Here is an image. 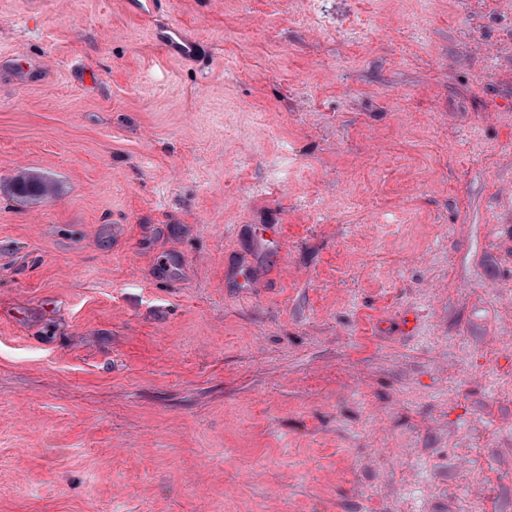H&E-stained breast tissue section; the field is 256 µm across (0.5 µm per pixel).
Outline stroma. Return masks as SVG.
<instances>
[{
	"label": "stroma",
	"instance_id": "35a3bbf8",
	"mask_svg": "<svg viewBox=\"0 0 512 512\" xmlns=\"http://www.w3.org/2000/svg\"><path fill=\"white\" fill-rule=\"evenodd\" d=\"M509 335L512 0H0V512H512ZM167 49L174 55L188 56L193 52L194 45L186 40L177 25H170L165 28V37L160 38ZM52 183L44 177L25 175L17 178L12 184V191L18 197H41L49 194Z\"/></svg>",
	"mask_w": 512,
	"mask_h": 512
}]
</instances>
